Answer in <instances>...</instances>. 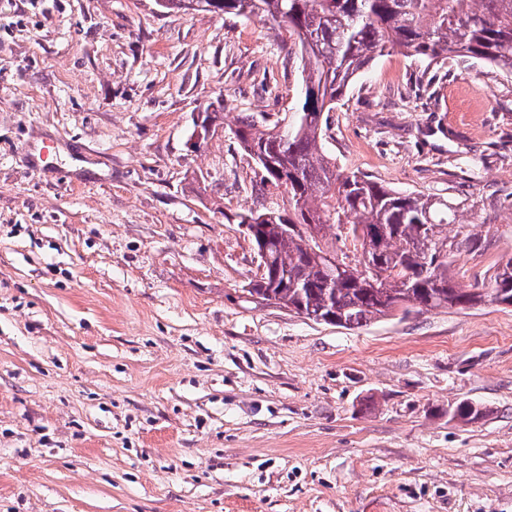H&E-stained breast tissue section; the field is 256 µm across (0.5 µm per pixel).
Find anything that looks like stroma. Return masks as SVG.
Masks as SVG:
<instances>
[{
    "label": "stroma",
    "mask_w": 512,
    "mask_h": 512,
    "mask_svg": "<svg viewBox=\"0 0 512 512\" xmlns=\"http://www.w3.org/2000/svg\"><path fill=\"white\" fill-rule=\"evenodd\" d=\"M300 85L255 18L0 0V512H512V305L346 329L242 289L259 258L224 216L285 194L232 130ZM326 147L464 202L491 243L461 285L512 255V78L383 55ZM216 169L220 214L192 182ZM463 398L479 420H449ZM211 105L208 106L204 112H200L203 114L202 121L208 123L212 129V133L210 136V130L208 128H204L201 123L200 114L197 116L196 126L193 133V142L195 144H200L204 138H209L203 140V144H208L209 141L214 139H221L224 137V110L221 106L213 108V110L209 111Z\"/></svg>",
    "instance_id": "stroma-1"
}]
</instances>
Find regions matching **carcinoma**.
Wrapping results in <instances>:
<instances>
[{"instance_id":"obj_1","label":"carcinoma","mask_w":512,"mask_h":512,"mask_svg":"<svg viewBox=\"0 0 512 512\" xmlns=\"http://www.w3.org/2000/svg\"><path fill=\"white\" fill-rule=\"evenodd\" d=\"M163 13L254 16L287 33L300 55L302 91L286 125L240 116L233 130L240 148L280 186L288 206L225 216L250 225L263 275L246 292L313 321L361 328L399 312L466 309L512 299V256L489 269L486 284L461 287L451 272L455 255L478 253L481 240L463 219L464 205L444 196L400 191L364 174L340 170L325 147L329 113L376 57L399 50L430 61L476 60L512 77V0H156ZM224 137L223 108L203 112ZM353 243L342 268L324 260L336 253L323 234ZM367 258L368 276L358 264ZM469 422L482 409L463 399L448 410Z\"/></svg>"}]
</instances>
